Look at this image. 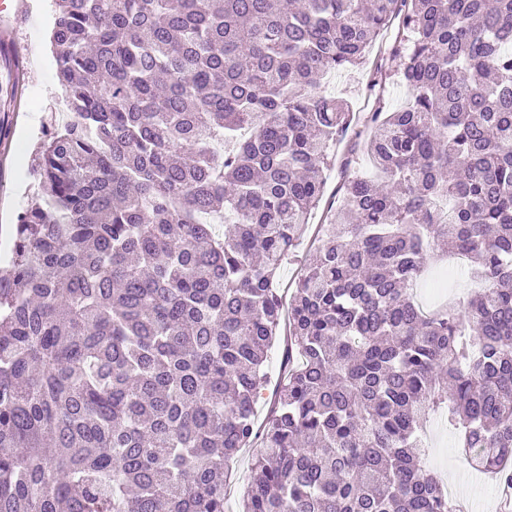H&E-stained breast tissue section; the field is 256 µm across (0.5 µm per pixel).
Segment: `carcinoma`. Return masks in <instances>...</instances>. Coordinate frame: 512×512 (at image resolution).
Returning a JSON list of instances; mask_svg holds the SVG:
<instances>
[{"label": "carcinoma", "mask_w": 512, "mask_h": 512, "mask_svg": "<svg viewBox=\"0 0 512 512\" xmlns=\"http://www.w3.org/2000/svg\"><path fill=\"white\" fill-rule=\"evenodd\" d=\"M393 25L408 102L377 65L370 169L282 337L277 273L355 120L320 78ZM51 44L71 119L0 271V512H224L258 439L239 512H460L424 463L445 402L512 486V0H53ZM434 250L484 287L427 313ZM451 258H449L448 260H446L445 262H434V261H429L428 263V267H427V270L424 274V276L417 282V284L414 286V289H413V293H414V296L416 298V300L426 309H429V310H432L433 308L429 307V306H432V305H435L437 303H428L426 302L422 295H421V292L423 291L424 288H426L429 284V282L434 279L435 277H437L443 270H446L448 268V261L450 260ZM280 356H281V347L275 346L271 352L269 353V357L267 359L265 370L268 372V375L271 377V383H269L264 390H261V395L257 401L256 409L260 419L264 416L271 400L274 396V379L277 376L280 370ZM263 449L259 448L258 443V445H254V448H244L240 451L227 487L224 504L226 512H236L239 510V502L246 490L251 466L255 459L263 452Z\"/></svg>", "instance_id": "1"}]
</instances>
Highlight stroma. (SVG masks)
Returning a JSON list of instances; mask_svg holds the SVG:
<instances>
[{
    "mask_svg": "<svg viewBox=\"0 0 512 512\" xmlns=\"http://www.w3.org/2000/svg\"><path fill=\"white\" fill-rule=\"evenodd\" d=\"M30 12L16 30L20 54L12 65L0 63V123L8 129L0 139V265H6L15 237L16 216L40 202L38 179L34 172L35 146L42 129L50 122L64 123L68 115L59 109L63 91L56 76L55 53L50 42L52 0H29ZM373 74L372 65L341 70L326 80L328 93L351 101L354 112H369L375 99L366 85ZM337 163L326 171V191L312 210L307 229L291 259L280 268L281 294H290L294 280L310 255V241L330 208L336 206L339 188L351 170L366 168L365 156L347 138L336 147ZM352 167H345V160ZM429 445L427 466L444 484L459 483L470 489L482 481L481 473L470 468L456 446L441 411L431 412L425 422Z\"/></svg>",
    "mask_w": 512,
    "mask_h": 512,
    "instance_id": "obj_1",
    "label": "stroma"
}]
</instances>
